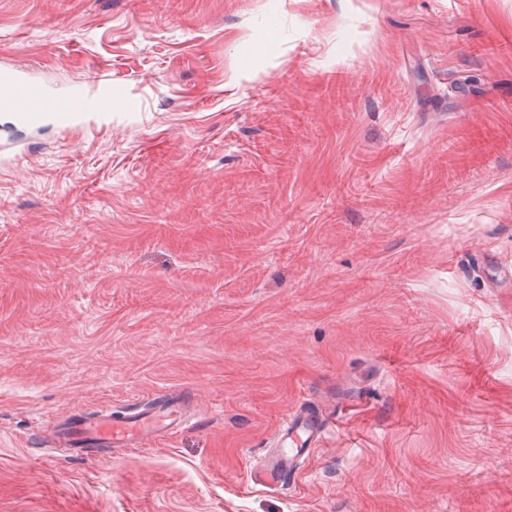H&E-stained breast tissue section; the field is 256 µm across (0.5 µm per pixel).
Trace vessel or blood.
<instances>
[{
  "label": "vessel or blood",
  "instance_id": "b4317fda",
  "mask_svg": "<svg viewBox=\"0 0 512 512\" xmlns=\"http://www.w3.org/2000/svg\"><path fill=\"white\" fill-rule=\"evenodd\" d=\"M0 108L14 112L19 122H28L49 114L69 123L74 114L88 110H111L112 82L102 80L95 97L80 94H55L29 80L20 71H0ZM183 413L178 404L162 400L150 409L123 417L101 408L90 415H78L56 425L52 445L67 449L69 455L104 453L115 448H131L145 439L180 427ZM324 421L310 412L289 415L281 429L280 446L251 472L260 485L288 478L295 461L309 454L321 438Z\"/></svg>",
  "mask_w": 512,
  "mask_h": 512
}]
</instances>
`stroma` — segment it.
Masks as SVG:
<instances>
[{
    "mask_svg": "<svg viewBox=\"0 0 512 512\" xmlns=\"http://www.w3.org/2000/svg\"><path fill=\"white\" fill-rule=\"evenodd\" d=\"M5 68L113 99L0 112V512H512V0H0ZM79 412L90 415H76L57 424L51 437V445L67 448L70 456L135 447L151 436L172 432L183 423L182 410L171 400L123 417H113L110 408ZM324 425V419L307 411H296L289 415L281 429L279 448L251 471V479L260 485L276 484L287 479L295 461L309 454L317 445Z\"/></svg>",
    "mask_w": 512,
    "mask_h": 512,
    "instance_id": "1",
    "label": "stroma"
}]
</instances>
